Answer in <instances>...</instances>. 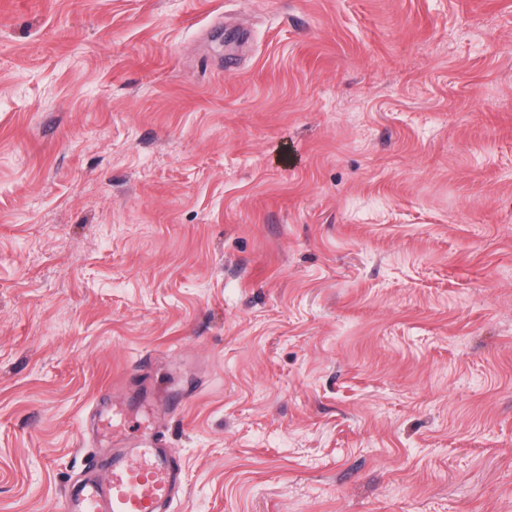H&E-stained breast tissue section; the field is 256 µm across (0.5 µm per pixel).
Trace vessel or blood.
Returning <instances> with one entry per match:
<instances>
[{
  "mask_svg": "<svg viewBox=\"0 0 512 512\" xmlns=\"http://www.w3.org/2000/svg\"><path fill=\"white\" fill-rule=\"evenodd\" d=\"M122 410L112 412V448L92 459V473L68 484L56 512H168L183 487V469L156 429L133 438L122 430Z\"/></svg>",
  "mask_w": 512,
  "mask_h": 512,
  "instance_id": "1",
  "label": "vessel or blood"
}]
</instances>
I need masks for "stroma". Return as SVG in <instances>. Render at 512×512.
Listing matches in <instances>:
<instances>
[{"label": "stroma", "instance_id": "35a3bbf8", "mask_svg": "<svg viewBox=\"0 0 512 512\" xmlns=\"http://www.w3.org/2000/svg\"><path fill=\"white\" fill-rule=\"evenodd\" d=\"M175 394V512H512V0H0V512Z\"/></svg>", "mask_w": 512, "mask_h": 512}]
</instances>
